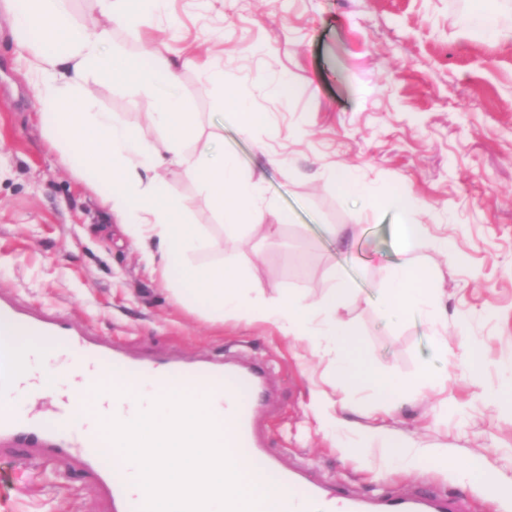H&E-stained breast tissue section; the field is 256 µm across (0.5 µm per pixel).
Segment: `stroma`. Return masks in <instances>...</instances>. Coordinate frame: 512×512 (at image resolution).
<instances>
[{"instance_id":"obj_1","label":"stroma","mask_w":512,"mask_h":512,"mask_svg":"<svg viewBox=\"0 0 512 512\" xmlns=\"http://www.w3.org/2000/svg\"><path fill=\"white\" fill-rule=\"evenodd\" d=\"M491 27L503 37H487ZM146 43L173 62L212 59L214 72L179 70L178 94L201 138L221 136L244 177L291 216L275 241L262 227L238 238L250 276L268 297H315L330 275L343 279V320L373 364L409 381L408 400L340 384L329 355L273 326L215 322L200 304L178 302L85 177L48 144L27 74L33 56L18 51L1 7L0 290L82 318L133 357L239 354L263 364L276 398L262 417L271 448L284 466L305 467L352 496L427 489L460 495L465 512H512V411L489 397L512 364V0H169L153 27L112 31L124 59H139ZM284 80L292 97L276 92ZM229 85L264 124L239 129ZM88 86L97 109L147 129L151 89L98 75ZM338 167L377 193L415 201L416 223L429 227L418 257L440 288L435 314L392 320L380 312L384 272L403 259L397 217L337 191L326 173ZM165 183L187 203V223L224 238L210 202L180 168L169 167ZM442 237L467 254V265L440 254ZM437 335L448 342L447 359L433 348ZM472 336L481 339L476 375L466 363ZM443 388L453 406L441 417L434 405ZM315 389L347 405L346 421L376 413L427 446V456L404 470L388 467L376 446L345 453L311 407ZM471 457L495 483L464 477L456 463ZM0 512L108 510L78 461L37 467L0 451Z\"/></svg>"}]
</instances>
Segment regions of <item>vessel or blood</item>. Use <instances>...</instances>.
Listing matches in <instances>:
<instances>
[{
	"label": "vessel or blood",
	"mask_w": 512,
	"mask_h": 512,
	"mask_svg": "<svg viewBox=\"0 0 512 512\" xmlns=\"http://www.w3.org/2000/svg\"><path fill=\"white\" fill-rule=\"evenodd\" d=\"M64 339L91 379L118 372L124 384L165 390L174 385L210 391L223 412L224 444L239 465L260 477L277 475L292 489L285 512H460L458 497H437L428 491L408 495L355 498L336 485L313 480L303 468L282 466L259 428V415L270 405L266 369L257 363L236 365L216 356L186 363L177 359H132L100 341L69 315H54L0 294V391L22 393L13 338L22 331ZM87 393L79 387L58 397L52 416L38 419L18 407L0 403V447L22 451L33 463L54 464L76 454L85 471L100 484L112 512H142L145 493L135 485L129 461L108 454L100 429L70 427L66 421L83 410Z\"/></svg>",
	"instance_id": "1"
}]
</instances>
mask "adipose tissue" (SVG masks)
Returning a JSON list of instances; mask_svg holds the SVG:
<instances>
[{"label":"adipose tissue","mask_w":512,"mask_h":512,"mask_svg":"<svg viewBox=\"0 0 512 512\" xmlns=\"http://www.w3.org/2000/svg\"><path fill=\"white\" fill-rule=\"evenodd\" d=\"M4 2L17 47L36 57L30 79L48 140L68 165L90 175L92 187L117 222L124 224L126 233L156 263L175 298L203 304L216 320L240 313L248 321L273 324L308 349L327 350L335 373L344 382L371 383L385 396L404 393L407 381L369 362L354 329L340 319L339 310L348 294L344 282L332 281L315 301L294 291L269 298L260 283L250 278L236 252H229L213 266L192 264V256L208 251L212 243L185 224V205L168 199L164 168L185 170L219 213L229 234L267 217L271 223L266 232L272 238L279 225L288 223L289 215L277 211L255 183L241 177L236 157L209 144H197L194 116L174 91L176 65L148 67L116 57L109 30L71 22L70 0ZM97 3L113 23L132 30L167 12V0ZM91 72L133 81L156 92L151 127L158 135L157 146H147L144 135L115 113L92 111L91 95L85 88ZM333 180L342 192L357 194L365 208L384 205L398 217L396 232L405 259L387 269L380 309L388 316L403 317L437 308V277L415 257L428 228L414 222V201L401 195L385 198L357 186L344 169L334 172ZM366 437L379 442L394 463L412 466L423 454L419 442L380 423L369 427Z\"/></svg>","instance_id":"adipose-tissue-1"}]
</instances>
